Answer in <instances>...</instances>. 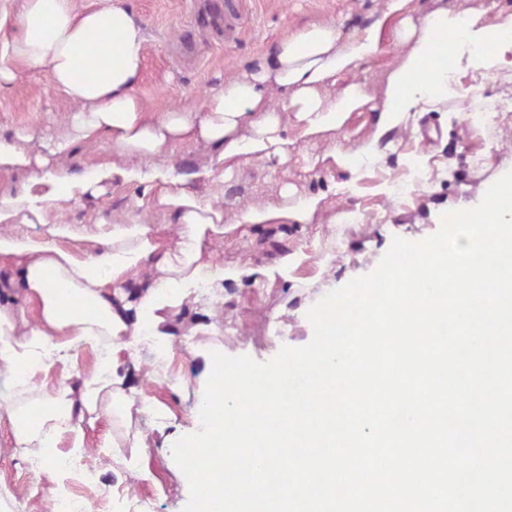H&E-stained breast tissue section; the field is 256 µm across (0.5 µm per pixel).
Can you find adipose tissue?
I'll use <instances>...</instances> for the list:
<instances>
[{"mask_svg": "<svg viewBox=\"0 0 512 512\" xmlns=\"http://www.w3.org/2000/svg\"><path fill=\"white\" fill-rule=\"evenodd\" d=\"M388 32L409 50L388 74L377 105V137L339 159L352 172L379 156L380 134L399 127L409 113L447 101L443 73L451 63L438 52L443 39L456 46L457 71L485 68L512 49V16L488 24L480 13L439 7L418 17L412 0H384L371 22L352 32L334 21L311 23L282 37L267 60L226 77L200 104L155 109L137 92L146 37L124 0H92L82 7L74 0H20L5 35L8 51L0 56V89L23 74L39 73L73 110L56 136L35 129L0 135V173L37 168L46 187L37 194L27 183L0 197V292L21 286L23 300L18 307L0 306V416L14 425L15 447L44 448L70 432V457L80 460L87 448L83 422L95 415L109 427L99 442L102 452L117 453L114 431L125 423L119 339L145 332L168 337L169 309L200 280L219 284L227 277L209 250L210 240L225 232L224 210L177 175L180 149L197 150L202 178L217 169L241 176L255 160L283 162L286 124L311 139L342 128L369 104L361 84L349 83L332 98L324 89L377 54ZM277 93L284 98L280 108L272 104ZM76 142L106 146L107 159L68 166ZM148 158L157 165L146 173L141 163ZM111 178L143 183L152 207L177 224V241L133 216L121 223L100 216L85 235L90 249L71 247L70 232L48 218L49 207L98 199ZM279 196L276 203L241 208L239 223L302 224L322 205L321 197L296 196L289 184ZM31 224L40 225L37 236L17 233V226ZM103 339L111 348L81 390L63 387L46 395L38 426L23 423L19 372L36 376Z\"/></svg>", "mask_w": 512, "mask_h": 512, "instance_id": "adipose-tissue-1", "label": "adipose tissue"}]
</instances>
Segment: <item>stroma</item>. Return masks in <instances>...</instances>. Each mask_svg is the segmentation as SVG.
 <instances>
[{
    "label": "stroma",
    "instance_id": "35a3bbf8",
    "mask_svg": "<svg viewBox=\"0 0 512 512\" xmlns=\"http://www.w3.org/2000/svg\"><path fill=\"white\" fill-rule=\"evenodd\" d=\"M224 2L126 0L146 32L138 92L148 103H197L223 85L226 76L259 62L284 34L320 20L355 25L383 0H232L229 8ZM406 51L385 35L379 52L354 71L353 81L382 100L384 78ZM508 71L512 50L488 69L458 75V89L449 92L445 107L384 134L381 160L364 161L356 175L324 158L323 152L332 147L341 154L350 152L372 137L376 114L368 107L353 113L343 128L323 134L317 145L296 142L285 164L255 161L243 176L215 182L228 222L242 206L278 200L286 182L298 194L320 195L324 201L308 223L289 224L277 239L243 224L213 241L215 264L242 276L225 279L221 302L207 307L190 297L169 311L171 354L166 368L151 359L135 364L129 352H121L129 432L145 440L149 455L140 457L134 448L125 449L120 459L99 453L95 444L102 430L87 429L89 449L80 465L92 477L69 489L86 512H127L125 501L108 496L119 486L149 503L152 512H183L189 486L170 448L199 429L194 405L211 372L212 352L246 354L264 363L281 347L306 345L313 337L307 312L328 291L372 272L393 237L420 241L438 233L444 214L474 208L493 182L512 171V112L484 122L470 115L465 102L476 93L511 97L512 83L504 81ZM71 109L45 76L24 77L0 90V133L47 126ZM312 157L318 160L313 167L308 164ZM413 164L421 169L423 184L413 195L397 197L389 182ZM350 180L355 183L351 192L344 187ZM142 191V185H127L91 203H61L53 214L77 232L91 225L100 211L120 220L132 214L149 224L161 223V215L138 205ZM284 254L292 257L285 269L276 264ZM95 362V352L84 349L67 365L38 373L32 385L79 388ZM145 397L155 398L161 412H140ZM72 441V434L58 436L52 456L40 457L42 473L36 478L27 467L36 449L14 447L12 426L0 418V487L9 491L0 498V512H51L61 480L55 461L68 456Z\"/></svg>",
    "mask_w": 512,
    "mask_h": 512
}]
</instances>
